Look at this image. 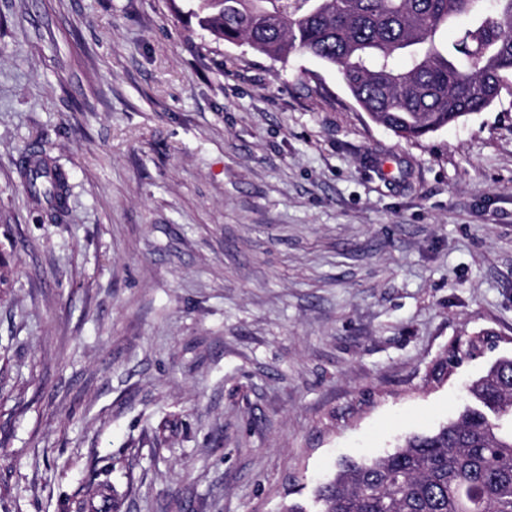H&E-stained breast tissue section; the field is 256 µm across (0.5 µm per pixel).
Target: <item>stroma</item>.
Returning a JSON list of instances; mask_svg holds the SVG:
<instances>
[{
    "label": "stroma",
    "instance_id": "obj_1",
    "mask_svg": "<svg viewBox=\"0 0 512 512\" xmlns=\"http://www.w3.org/2000/svg\"><path fill=\"white\" fill-rule=\"evenodd\" d=\"M185 0H0V512H317L512 353V88L404 139ZM69 176L49 224L20 164ZM500 337L491 330H484L468 336L465 344L459 348L451 345L448 352L437 359L432 367V376L438 382L447 380L454 370L464 363L484 357L487 352L496 350Z\"/></svg>",
    "mask_w": 512,
    "mask_h": 512
}]
</instances>
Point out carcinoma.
<instances>
[{"label":"carcinoma","mask_w":512,"mask_h":512,"mask_svg":"<svg viewBox=\"0 0 512 512\" xmlns=\"http://www.w3.org/2000/svg\"><path fill=\"white\" fill-rule=\"evenodd\" d=\"M198 25L275 60L292 50L336 68L375 122L405 139L450 127L491 106L512 76V0H195ZM464 21L453 50L448 30ZM22 167L47 221L65 213L68 176L31 151ZM484 330L451 345L432 376L496 350ZM470 404L435 430L382 456L343 462L317 489L320 512H512V355L466 386Z\"/></svg>","instance_id":"carcinoma-1"}]
</instances>
